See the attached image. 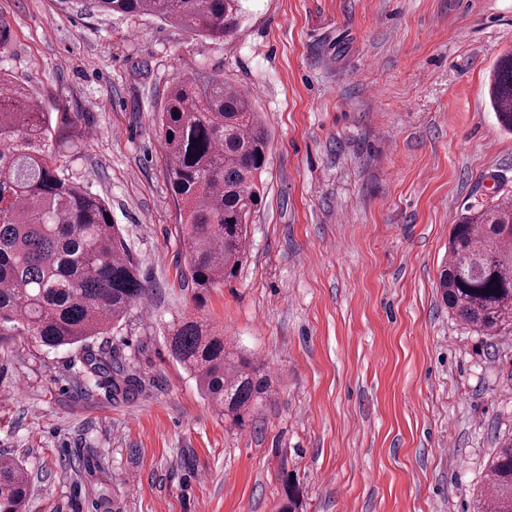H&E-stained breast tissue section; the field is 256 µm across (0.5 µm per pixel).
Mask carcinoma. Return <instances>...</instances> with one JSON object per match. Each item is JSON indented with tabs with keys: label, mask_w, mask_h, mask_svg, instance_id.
Returning <instances> with one entry per match:
<instances>
[{
	"label": "carcinoma",
	"mask_w": 512,
	"mask_h": 512,
	"mask_svg": "<svg viewBox=\"0 0 512 512\" xmlns=\"http://www.w3.org/2000/svg\"><path fill=\"white\" fill-rule=\"evenodd\" d=\"M91 8L152 14L212 43L230 37L247 0H88ZM488 96L512 131V54L493 67ZM167 178L188 255L182 285L196 301L237 276L249 224L262 202L268 132L247 93L195 67L167 90L161 115ZM52 113L0 73V342L16 334L49 348L78 347L80 362L129 393L135 378L106 344L93 346L147 291L106 202L76 185L53 148ZM441 298L466 326L512 332V198L469 209L453 225ZM170 354L194 375L218 414L238 427L267 393L256 362L208 326H174ZM478 512H512V438L486 463ZM31 486L22 464L0 455V512H23Z\"/></svg>",
	"instance_id": "1"
}]
</instances>
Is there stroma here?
I'll return each mask as SVG.
<instances>
[{
  "instance_id": "1",
  "label": "stroma",
  "mask_w": 512,
  "mask_h": 512,
  "mask_svg": "<svg viewBox=\"0 0 512 512\" xmlns=\"http://www.w3.org/2000/svg\"><path fill=\"white\" fill-rule=\"evenodd\" d=\"M0 71L77 141L69 177L104 198L148 288L106 340L140 382L112 395L78 348L0 345V453L26 512H476L512 434V335L484 336L438 288L452 224L512 195V133L487 95L512 0H249L212 44L83 0H0ZM247 88L270 134L237 277L196 305L158 115L188 66ZM198 320L270 388L224 421L169 352Z\"/></svg>"
}]
</instances>
